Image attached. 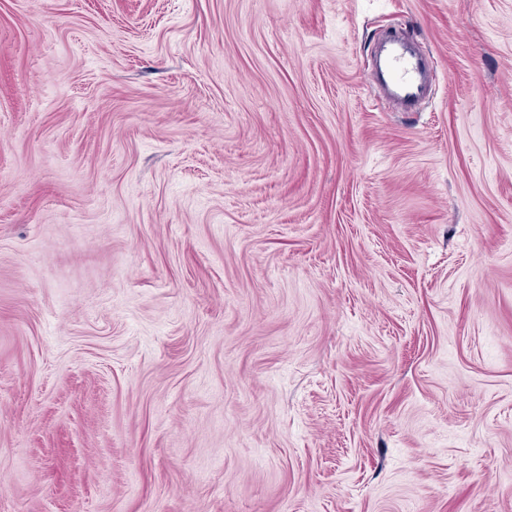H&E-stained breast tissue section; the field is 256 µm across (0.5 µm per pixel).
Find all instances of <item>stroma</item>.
I'll list each match as a JSON object with an SVG mask.
<instances>
[{"label":"stroma","mask_w":512,"mask_h":512,"mask_svg":"<svg viewBox=\"0 0 512 512\" xmlns=\"http://www.w3.org/2000/svg\"><path fill=\"white\" fill-rule=\"evenodd\" d=\"M0 512H512V0H0ZM372 76L376 81H385L388 98L397 105L409 106L429 90L424 63L406 42L396 39L390 42Z\"/></svg>","instance_id":"35a3bbf8"}]
</instances>
